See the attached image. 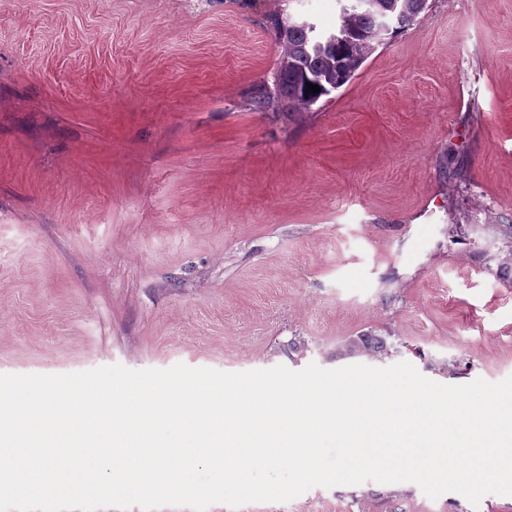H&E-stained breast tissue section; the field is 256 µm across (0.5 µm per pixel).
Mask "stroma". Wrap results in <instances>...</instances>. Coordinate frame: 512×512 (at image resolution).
I'll list each match as a JSON object with an SVG mask.
<instances>
[{
  "label": "stroma",
  "mask_w": 512,
  "mask_h": 512,
  "mask_svg": "<svg viewBox=\"0 0 512 512\" xmlns=\"http://www.w3.org/2000/svg\"><path fill=\"white\" fill-rule=\"evenodd\" d=\"M337 0H0V374L400 362L512 376V0H428L303 112L270 18ZM384 337L382 356H337ZM305 340L301 352L290 340ZM239 512H512L415 483ZM368 354L373 356L388 354V345L381 336L361 335L349 339L338 351L339 356Z\"/></svg>",
  "instance_id": "1"
}]
</instances>
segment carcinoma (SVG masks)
Returning a JSON list of instances; mask_svg holds the SVG:
<instances>
[{
    "instance_id": "cac0c4a2",
    "label": "carcinoma",
    "mask_w": 512,
    "mask_h": 512,
    "mask_svg": "<svg viewBox=\"0 0 512 512\" xmlns=\"http://www.w3.org/2000/svg\"><path fill=\"white\" fill-rule=\"evenodd\" d=\"M342 3L339 22L330 32H322L311 22L291 19L274 21L283 47L276 88H256L249 99L251 110L299 112L333 90L344 86L360 68L374 47L410 27L425 12L428 0H338ZM320 92L308 91V84ZM388 354L381 336L352 338L338 355Z\"/></svg>"
}]
</instances>
